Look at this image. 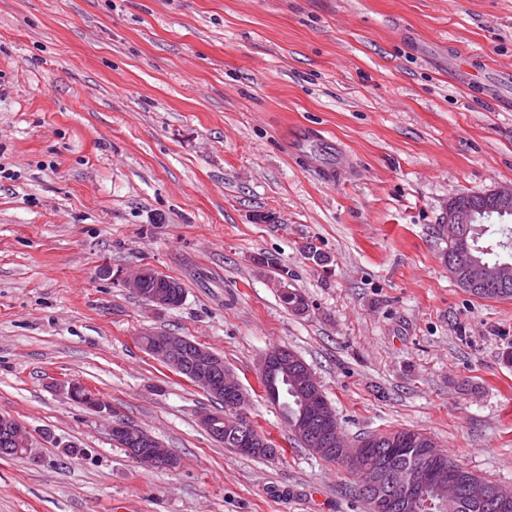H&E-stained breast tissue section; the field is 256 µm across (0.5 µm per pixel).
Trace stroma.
I'll list each match as a JSON object with an SVG mask.
<instances>
[{
    "label": "stroma",
    "mask_w": 512,
    "mask_h": 512,
    "mask_svg": "<svg viewBox=\"0 0 512 512\" xmlns=\"http://www.w3.org/2000/svg\"><path fill=\"white\" fill-rule=\"evenodd\" d=\"M503 71L512 0H0V414L33 444L0 459V512H369L268 401L279 347L350 440L423 432L512 487V300L459 288L441 229L452 196L512 184ZM146 266L180 304L124 287ZM149 330L222 355L277 455L215 441L218 403ZM151 274L155 275L156 271L148 267L142 268L133 276L127 277L123 282L124 286L125 288H128L130 292L134 293L139 298H141L145 302L147 308H149L152 311H160L171 306V301L169 299L168 293L165 290H161L164 289L163 287L165 286V289L172 290L175 305L179 304L182 301L184 295V288L182 287L180 282L177 288L178 283L175 281H170L169 278L166 285V281L164 279H157L154 276H150ZM144 279L146 280L143 282V289L141 290L140 285ZM142 291L143 293L149 294L143 295ZM79 387H83L85 389L83 397L87 407L98 413L110 414L112 412L101 399L96 397V393L82 382L78 380H70L60 385V389L68 396ZM141 429L137 440L138 448H126L128 454L139 463L159 467L160 464L168 468H176L180 465L178 458L171 454L168 448L148 431Z\"/></svg>",
    "instance_id": "obj_1"
}]
</instances>
